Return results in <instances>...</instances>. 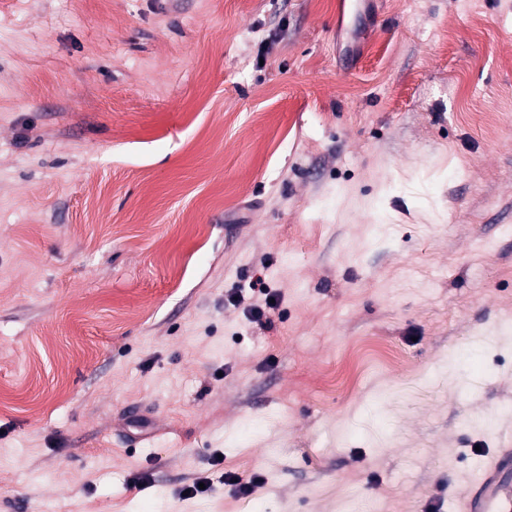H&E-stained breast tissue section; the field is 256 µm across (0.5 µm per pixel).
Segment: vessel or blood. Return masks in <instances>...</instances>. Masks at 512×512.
<instances>
[{"mask_svg":"<svg viewBox=\"0 0 512 512\" xmlns=\"http://www.w3.org/2000/svg\"><path fill=\"white\" fill-rule=\"evenodd\" d=\"M465 512H512V448L502 449L476 487L459 491Z\"/></svg>","mask_w":512,"mask_h":512,"instance_id":"vessel-or-blood-1","label":"vessel or blood"}]
</instances>
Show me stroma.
I'll return each mask as SVG.
<instances>
[{
	"mask_svg": "<svg viewBox=\"0 0 512 512\" xmlns=\"http://www.w3.org/2000/svg\"><path fill=\"white\" fill-rule=\"evenodd\" d=\"M338 4L0 0V512H462L512 448V0Z\"/></svg>",
	"mask_w": 512,
	"mask_h": 512,
	"instance_id": "obj_1",
	"label": "stroma"
}]
</instances>
